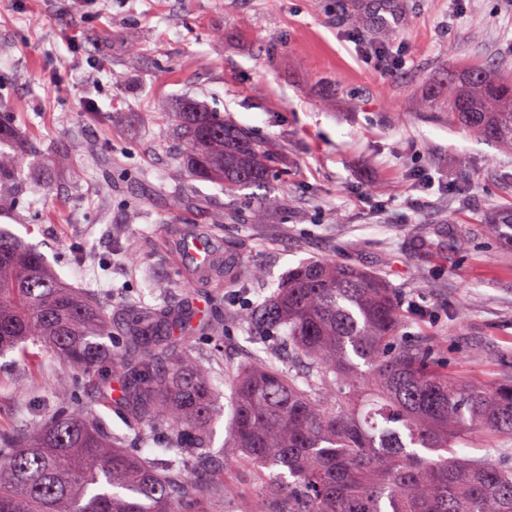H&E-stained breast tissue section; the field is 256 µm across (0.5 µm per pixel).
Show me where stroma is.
<instances>
[{
    "label": "stroma",
    "mask_w": 512,
    "mask_h": 512,
    "mask_svg": "<svg viewBox=\"0 0 512 512\" xmlns=\"http://www.w3.org/2000/svg\"><path fill=\"white\" fill-rule=\"evenodd\" d=\"M383 45L399 59L363 63ZM469 67L512 81L500 0H0V106L35 148L0 226L67 285L111 300L117 341L129 301L191 311L209 300L205 284L176 278L191 265L177 242L195 234L262 272L226 288L225 310L329 258L385 277L405 335L436 338L456 376L512 378V245L486 230L512 209V152L449 121L448 82ZM182 99L251 132L277 159L270 178L230 196L187 176L186 144L167 130ZM105 141L108 161L95 155ZM190 345L223 401L243 363L288 365L281 339L247 337L235 319L218 341L198 327ZM42 365L34 378L17 353L0 357L14 381L1 422L31 429L42 395L65 396L62 367L48 353ZM230 416L210 424L225 509L259 512L232 460Z\"/></svg>",
    "instance_id": "obj_1"
}]
</instances>
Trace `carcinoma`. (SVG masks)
Segmentation results:
<instances>
[{
  "instance_id": "1",
  "label": "carcinoma",
  "mask_w": 512,
  "mask_h": 512,
  "mask_svg": "<svg viewBox=\"0 0 512 512\" xmlns=\"http://www.w3.org/2000/svg\"><path fill=\"white\" fill-rule=\"evenodd\" d=\"M448 116L512 149V84L475 70L448 91ZM185 138L184 165L224 190L265 182L272 158L249 132L191 101L169 113ZM31 152L0 113V202L22 194L17 168ZM512 244V212L488 227ZM216 289L259 275L213 254L189 270ZM122 347L112 345L108 306L63 283L37 252L0 227V353L49 350L72 396L45 395L26 433L0 423V512H223L225 471L209 459L215 397L211 370L192 354L190 317L164 304L129 306ZM250 333H283L288 370L241 368L231 395V443L253 475L259 512H512V463L460 452L512 439V380L455 377L434 338L411 341L393 288L331 259L302 262L271 298L240 313ZM126 415L136 439L157 428L166 457L146 461L80 402Z\"/></svg>"
}]
</instances>
